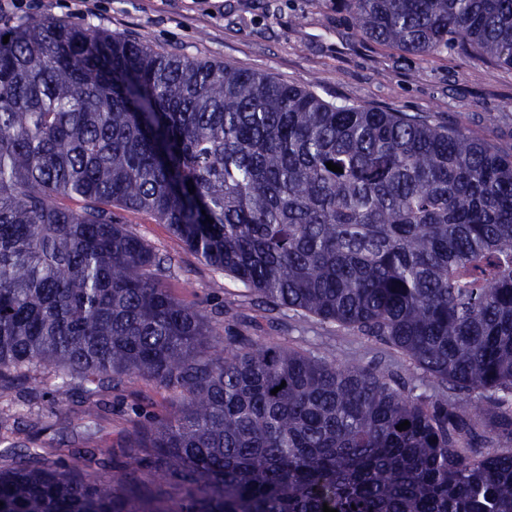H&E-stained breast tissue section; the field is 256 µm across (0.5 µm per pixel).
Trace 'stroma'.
Returning <instances> with one entry per match:
<instances>
[{"label":"stroma","instance_id":"stroma-1","mask_svg":"<svg viewBox=\"0 0 512 512\" xmlns=\"http://www.w3.org/2000/svg\"><path fill=\"white\" fill-rule=\"evenodd\" d=\"M34 20L87 24L149 47L197 60L230 63L314 90L329 102L348 101L400 112H431L450 126L512 148V70L458 50L431 56L362 41L336 0H102L97 15L73 10L71 0H43L12 24ZM126 227L161 253L176 257L171 294L203 310L221 335L246 336L315 351L328 362L355 364L407 382L420 372L387 344L322 323L302 320L246 296L243 285L189 252L169 227L144 212L120 214ZM87 414L54 375L0 392V408L26 423L0 425L5 442L27 441L51 462L79 466L77 451L111 447L116 461L138 425L169 414L179 395L147 377L101 392Z\"/></svg>","mask_w":512,"mask_h":512}]
</instances>
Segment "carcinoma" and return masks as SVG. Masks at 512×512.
I'll return each mask as SVG.
<instances>
[{"label":"carcinoma","instance_id":"obj_1","mask_svg":"<svg viewBox=\"0 0 512 512\" xmlns=\"http://www.w3.org/2000/svg\"><path fill=\"white\" fill-rule=\"evenodd\" d=\"M343 6L365 41L512 69V0ZM121 210L482 405L218 336ZM49 368L90 414L123 375L180 390L135 442L159 493L137 495L131 465L91 477L110 448L75 470L14 443L0 512H512V450L481 452L512 444V152L430 112L334 104L105 31L0 30V387Z\"/></svg>","mask_w":512,"mask_h":512}]
</instances>
